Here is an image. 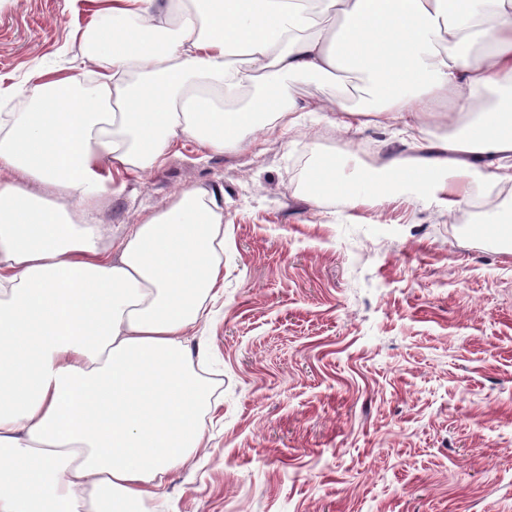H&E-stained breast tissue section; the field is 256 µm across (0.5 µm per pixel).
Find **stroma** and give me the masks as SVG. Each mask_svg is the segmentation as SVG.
<instances>
[{"label":"stroma","instance_id":"obj_1","mask_svg":"<svg viewBox=\"0 0 512 512\" xmlns=\"http://www.w3.org/2000/svg\"><path fill=\"white\" fill-rule=\"evenodd\" d=\"M93 0H0V113L17 88L69 72ZM301 96L356 108L359 75L302 79ZM247 149L174 139L149 172L112 173L94 213L121 232L183 192L224 211V294L186 334L220 404L204 451L168 474L169 512H512V243L473 233L494 185L444 203L313 198L311 172L355 175L412 157L399 135L336 131L327 113Z\"/></svg>","mask_w":512,"mask_h":512}]
</instances>
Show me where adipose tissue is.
I'll return each instance as SVG.
<instances>
[{"label": "adipose tissue", "mask_w": 512, "mask_h": 512, "mask_svg": "<svg viewBox=\"0 0 512 512\" xmlns=\"http://www.w3.org/2000/svg\"><path fill=\"white\" fill-rule=\"evenodd\" d=\"M154 2L111 0L82 31L94 91L75 72L39 73L30 108L0 114V168L29 179H0V512H141L205 445L217 403L184 332L224 286V213L187 191L114 236L91 214L112 168L154 169L179 137L221 151L248 130L292 129L324 109L295 78L346 68L373 100L337 105L338 129L395 121L437 154L372 176L365 196L392 172L423 186V205L474 173L512 182V0H317L343 20L329 42L305 0H169L178 22L152 45L136 34L163 24ZM134 70L144 83L128 85ZM259 72L277 86L274 113L221 107ZM116 93L121 112L106 111ZM432 111L465 123L430 138Z\"/></svg>", "instance_id": "adipose-tissue-1"}]
</instances>
